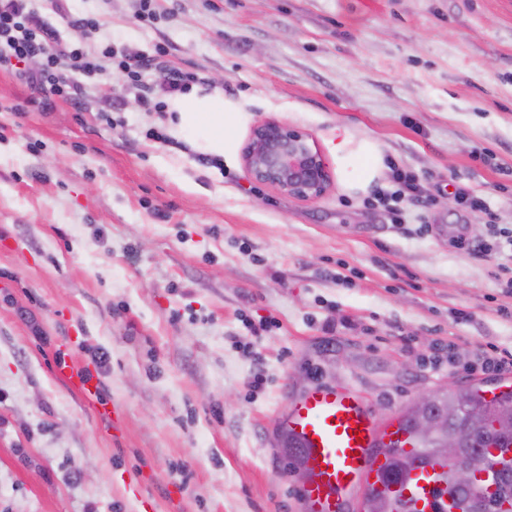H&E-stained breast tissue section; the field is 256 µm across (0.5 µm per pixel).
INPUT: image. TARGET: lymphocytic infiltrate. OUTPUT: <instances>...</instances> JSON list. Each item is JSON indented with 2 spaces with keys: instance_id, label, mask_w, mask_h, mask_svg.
<instances>
[{
  "instance_id": "f902f5d3",
  "label": "lymphocytic infiltrate",
  "mask_w": 512,
  "mask_h": 512,
  "mask_svg": "<svg viewBox=\"0 0 512 512\" xmlns=\"http://www.w3.org/2000/svg\"><path fill=\"white\" fill-rule=\"evenodd\" d=\"M29 2L0 0V69L15 71L42 91L46 99L58 97L80 102L84 86L75 80V72L90 78L102 73L103 59L113 58L114 50L104 48L97 56L84 50L82 40L97 28L96 22L90 19L74 20L78 40L61 42L55 28ZM35 57L41 58V66L34 71L27 70L26 62Z\"/></svg>"
}]
</instances>
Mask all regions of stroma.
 <instances>
[{
    "mask_svg": "<svg viewBox=\"0 0 512 512\" xmlns=\"http://www.w3.org/2000/svg\"><path fill=\"white\" fill-rule=\"evenodd\" d=\"M66 5L45 14L61 39L94 16L88 46L156 63L82 107L0 69V512H303L275 428L295 393L349 387L386 422L424 391L512 385L463 370L512 354V294L476 248L512 228V0ZM176 68L237 113L223 153L180 132ZM266 119L318 143L321 198L253 181ZM366 145L382 170L360 187ZM393 162L421 186L398 224Z\"/></svg>",
    "mask_w": 512,
    "mask_h": 512,
    "instance_id": "35a3bbf8",
    "label": "stroma"
}]
</instances>
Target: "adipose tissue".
Returning <instances> with one entry per match:
<instances>
[{"instance_id": "adipose-tissue-1", "label": "adipose tissue", "mask_w": 512, "mask_h": 512, "mask_svg": "<svg viewBox=\"0 0 512 512\" xmlns=\"http://www.w3.org/2000/svg\"><path fill=\"white\" fill-rule=\"evenodd\" d=\"M173 107L181 114L182 127L194 130L210 150H223L224 134L236 123L235 113L225 111L223 100L188 97L176 100Z\"/></svg>"}]
</instances>
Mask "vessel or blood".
<instances>
[{"label":"vessel or blood","mask_w":512,"mask_h":512,"mask_svg":"<svg viewBox=\"0 0 512 512\" xmlns=\"http://www.w3.org/2000/svg\"><path fill=\"white\" fill-rule=\"evenodd\" d=\"M279 433L297 446L296 463L309 475L299 498L304 512H342V496L355 487L364 493L388 491L382 444L408 447L399 420L382 423L347 389L318 384L297 392L280 410Z\"/></svg>","instance_id":"obj_1"}]
</instances>
